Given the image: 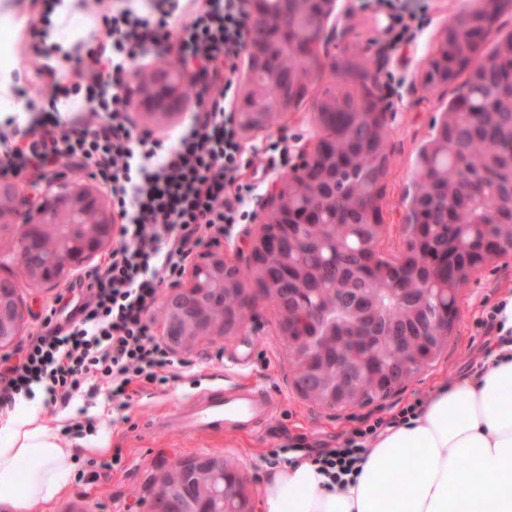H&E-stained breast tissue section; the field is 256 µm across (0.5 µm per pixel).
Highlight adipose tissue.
<instances>
[{
  "mask_svg": "<svg viewBox=\"0 0 512 512\" xmlns=\"http://www.w3.org/2000/svg\"><path fill=\"white\" fill-rule=\"evenodd\" d=\"M39 400L0 425V512H41L68 488L76 449L58 445ZM261 512H512V340L480 376L439 384L425 409L367 445L353 483L312 460L266 468Z\"/></svg>",
  "mask_w": 512,
  "mask_h": 512,
  "instance_id": "obj_1",
  "label": "adipose tissue"
}]
</instances>
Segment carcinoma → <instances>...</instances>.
I'll return each instance as SVG.
<instances>
[{"instance_id": "carcinoma-1", "label": "carcinoma", "mask_w": 512, "mask_h": 512, "mask_svg": "<svg viewBox=\"0 0 512 512\" xmlns=\"http://www.w3.org/2000/svg\"><path fill=\"white\" fill-rule=\"evenodd\" d=\"M318 8V0H288V38L296 45L276 61L288 85L262 82L259 101L247 99L241 112L259 108L268 126L278 118L283 91L295 95L298 105L307 97L320 67L299 38ZM499 17L477 5L463 12L446 31L444 64L424 72L427 87L457 88L417 155L405 217L406 255L394 270L401 299L383 273L390 261L380 248L382 216L371 217L368 208L384 195L389 157L380 101L371 89L376 78L368 57L356 52L330 68L333 89L317 103V115L336 166L284 176L297 204L319 207L322 223L288 232V253L300 272L290 271L285 279L270 271L308 305L336 303V335L348 337L328 350L288 346L292 362L317 377L306 395L316 404H323L339 365L356 369L357 384L338 407L391 394L390 365H408L403 381H409L447 345L461 288L487 262L512 255V31L487 49L477 40ZM428 288L448 289V300L439 307L424 302Z\"/></svg>"}]
</instances>
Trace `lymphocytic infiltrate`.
Wrapping results in <instances>:
<instances>
[{
	"mask_svg": "<svg viewBox=\"0 0 512 512\" xmlns=\"http://www.w3.org/2000/svg\"><path fill=\"white\" fill-rule=\"evenodd\" d=\"M104 30L89 40L92 66L57 80L51 46L26 56V81L50 109L39 126L6 122L0 135V178L66 160L89 169L112 198L120 223L109 256L77 285L82 303L58 320L51 304L17 358H0V407L41 386L46 405H69L100 385L113 411L128 409L144 386L166 384L168 369H191L156 335L162 288L174 285L189 259L243 223L257 186L245 182L256 153L234 118L233 75L247 38L246 0H90ZM175 57L205 83L188 127L158 136L132 123L128 77L145 59ZM76 105L62 119L59 105ZM422 400L390 417L365 416L313 459L333 479L349 475L365 444L384 428L418 416Z\"/></svg>",
	"mask_w": 512,
	"mask_h": 512,
	"instance_id": "obj_1",
	"label": "lymphocytic infiltrate"
}]
</instances>
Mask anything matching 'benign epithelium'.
<instances>
[{"label":"benign epithelium","mask_w":512,"mask_h":512,"mask_svg":"<svg viewBox=\"0 0 512 512\" xmlns=\"http://www.w3.org/2000/svg\"><path fill=\"white\" fill-rule=\"evenodd\" d=\"M321 7L312 18L310 31L317 34L316 49L336 40L346 13L338 10V0H320ZM260 0H251L247 17L248 38L243 50L244 69L239 79L240 100L248 98L260 83L257 76L276 77L274 56L284 48L282 34L288 32L281 21L270 27L259 8ZM184 76L170 70L156 71L143 78L133 99L135 109L155 121L169 119L184 106L181 91ZM295 169L309 172L325 153L319 137L296 148ZM12 205L0 207V227L22 220L26 234L14 260L34 283L56 288L75 270L112 245L118 217L108 206L99 187L87 181L63 185L34 202L21 195L14 181H0V200ZM288 186L280 180L271 183L262 203L259 228L252 238L249 264L255 279L275 290L267 269L273 262L288 265L283 247L282 228L293 218L300 226L314 223L311 211H294ZM235 294L238 302L253 311L260 296L236 278V265L224 250L215 246L196 259L187 283L170 289L163 298L164 336L168 347L186 352L198 341L222 339L240 332L244 325L224 317V298ZM330 308L309 305L295 308L294 318L316 329L313 339L320 346L336 345L337 336L323 334ZM25 321L22 302L13 279L0 276V349L10 346L21 335ZM205 471L210 480L199 486L193 474ZM148 512H256L255 501L241 469H233L224 457L204 454L171 464L150 490Z\"/></svg>","instance_id":"1"}]
</instances>
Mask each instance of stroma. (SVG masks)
<instances>
[{
  "instance_id": "stroma-1",
  "label": "stroma",
  "mask_w": 512,
  "mask_h": 512,
  "mask_svg": "<svg viewBox=\"0 0 512 512\" xmlns=\"http://www.w3.org/2000/svg\"><path fill=\"white\" fill-rule=\"evenodd\" d=\"M472 0H341L348 10L346 35L327 45L326 59L360 48L370 58L383 104L388 112L390 158L383 197L384 234L381 248L394 254L402 245V225L410 203L416 174V158L428 140L435 118L453 95L451 87L426 89L422 75L446 23L463 13ZM425 13L427 22L414 37L397 49H390L389 27L397 13ZM25 15L18 0H0V83L13 82L22 74L25 59L20 23ZM100 18L90 11L86 0H70L67 8L52 15L50 40L58 44L57 66L66 72L87 60L77 43L88 33L99 31ZM328 83L316 81L305 103L290 114L286 128L272 126L244 133L247 146L256 149L257 173L246 180L270 185L290 172L294 154L272 151V143L287 137L289 146L317 134L314 102ZM25 311V332L39 325L57 296L27 278L16 280ZM512 293V256L489 262L473 274L459 295L458 318L447 346L405 386L373 403L350 408H328L305 399L296 389L288 343L279 330L275 306L261 302L256 315L237 335L202 341L186 358L194 364L192 373L172 369L169 381L147 389L125 414L112 410L106 393L79 398L69 406L43 408L45 424L58 430V443L71 447L72 437L61 435L66 424L91 421L95 430L86 435L88 453L75 461L66 494L51 512H147L149 492L158 472L175 459L200 454L221 455L235 462L245 474L251 490H258L270 451L297 446L299 441L335 447L338 434L358 426L363 416H386L406 401L425 397L436 382H453L470 373L471 362L481 360L485 339L476 322L484 303H495ZM257 385L274 393L278 404L273 415L257 429L220 435L177 431L174 417L188 410L191 400L203 391L223 385ZM108 438L105 450L95 443Z\"/></svg>"
}]
</instances>
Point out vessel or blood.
<instances>
[{
	"label": "vessel or blood",
	"mask_w": 512,
	"mask_h": 512,
	"mask_svg": "<svg viewBox=\"0 0 512 512\" xmlns=\"http://www.w3.org/2000/svg\"><path fill=\"white\" fill-rule=\"evenodd\" d=\"M276 407L272 393L238 385L229 390H210L199 396L191 409L179 415V429L221 434L227 430H253L262 425Z\"/></svg>",
	"instance_id": "1"
}]
</instances>
